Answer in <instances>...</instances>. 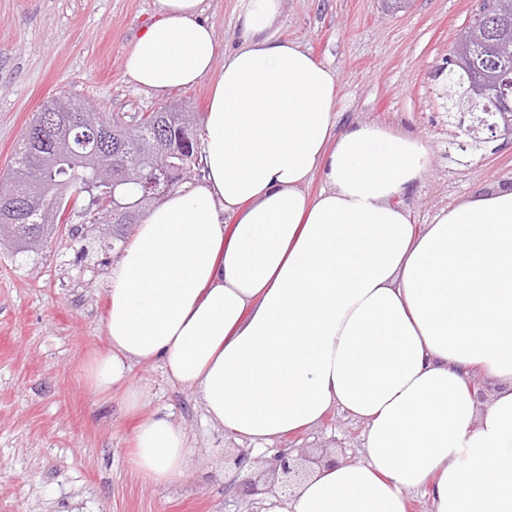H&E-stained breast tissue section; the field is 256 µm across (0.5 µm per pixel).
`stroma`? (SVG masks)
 <instances>
[{
	"label": "stroma",
	"mask_w": 512,
	"mask_h": 512,
	"mask_svg": "<svg viewBox=\"0 0 512 512\" xmlns=\"http://www.w3.org/2000/svg\"><path fill=\"white\" fill-rule=\"evenodd\" d=\"M479 0H280L274 33L303 44L339 80L336 126L394 125L423 139L434 163L402 204L418 226L442 209L512 185V142L475 144L449 124L432 72ZM155 18L154 0H0V175L45 101L62 91L95 111L182 106L204 115L213 77L154 95L130 82L125 61ZM131 235L64 225L39 253L0 249V512H263L224 472L249 441L210 421L198 393L157 363L133 364L127 383L91 393L80 377L105 349L106 288ZM149 395L122 405L126 384ZM170 414L194 452L191 471L156 487L129 465L142 415ZM363 426L331 409L315 428L274 443L359 462Z\"/></svg>",
	"instance_id": "stroma-1"
}]
</instances>
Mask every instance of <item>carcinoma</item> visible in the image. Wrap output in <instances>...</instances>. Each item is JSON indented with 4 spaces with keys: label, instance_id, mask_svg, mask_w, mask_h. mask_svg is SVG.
Masks as SVG:
<instances>
[{
    "label": "carcinoma",
    "instance_id": "obj_1",
    "mask_svg": "<svg viewBox=\"0 0 512 512\" xmlns=\"http://www.w3.org/2000/svg\"><path fill=\"white\" fill-rule=\"evenodd\" d=\"M491 8L490 24L482 29L465 26L459 34L471 39L473 51L491 49L493 35L499 25L512 28V7L503 8L500 0H483ZM90 119L96 130L112 132L106 150H118L112 165L117 187L110 183H96L97 162L88 151L79 148V139L60 141L39 149L36 142L52 135L51 128ZM196 132L190 112L170 108L142 113L128 120L116 113L107 116L94 112L81 100L62 94L43 105L27 127L15 153L10 179L0 184V237H7L18 252L39 250L58 227L54 221L59 200H67L70 193L88 183H95L99 199L117 197L126 202L142 203L144 183L163 176V171L174 172L184 162L176 156L162 158L165 142L175 140L180 133ZM191 164V161L184 162ZM104 224L112 225V233L127 230L130 225L114 208L106 209Z\"/></svg>",
    "mask_w": 512,
    "mask_h": 512
}]
</instances>
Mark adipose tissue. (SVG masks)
<instances>
[{
    "label": "adipose tissue",
    "instance_id": "ef3b65f1",
    "mask_svg": "<svg viewBox=\"0 0 512 512\" xmlns=\"http://www.w3.org/2000/svg\"><path fill=\"white\" fill-rule=\"evenodd\" d=\"M204 3L155 0L126 59L158 96L217 79L203 177L153 207L112 268L109 348L84 365L86 386L125 383L137 412L148 395L129 371L157 362L211 421L260 444L336 406L364 424L363 462L316 466L265 512H407L415 491L433 512H512V188L416 229L400 199L433 164L426 142L378 124L337 130L338 77L271 34L280 0H237L222 51ZM479 376L500 385L485 406ZM130 464L166 487L193 451L155 413Z\"/></svg>",
    "mask_w": 512,
    "mask_h": 512
}]
</instances>
